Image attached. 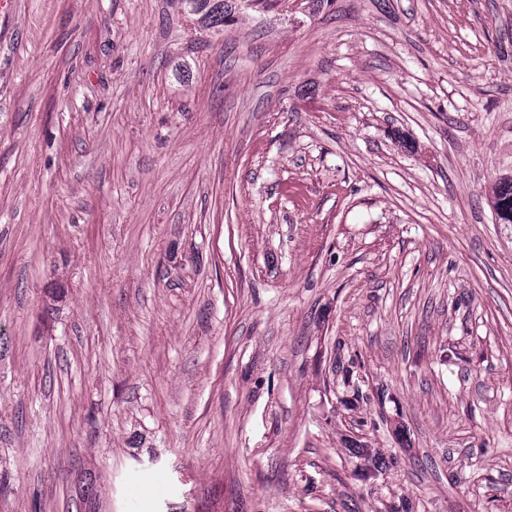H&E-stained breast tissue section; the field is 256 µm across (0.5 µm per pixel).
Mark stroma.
<instances>
[{"mask_svg": "<svg viewBox=\"0 0 512 512\" xmlns=\"http://www.w3.org/2000/svg\"><path fill=\"white\" fill-rule=\"evenodd\" d=\"M226 2L0 0V512H512V0ZM193 12L202 13L201 19L209 25H224L227 12L224 10V0H188ZM494 208L503 224L512 223V179L503 178L494 191Z\"/></svg>", "mask_w": 512, "mask_h": 512, "instance_id": "obj_1", "label": "stroma"}]
</instances>
